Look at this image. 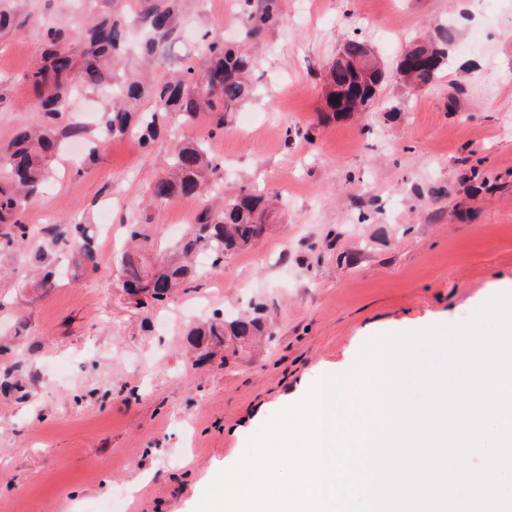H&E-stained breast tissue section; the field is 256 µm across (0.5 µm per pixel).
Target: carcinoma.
Masks as SVG:
<instances>
[{
    "label": "carcinoma",
    "mask_w": 512,
    "mask_h": 512,
    "mask_svg": "<svg viewBox=\"0 0 512 512\" xmlns=\"http://www.w3.org/2000/svg\"><path fill=\"white\" fill-rule=\"evenodd\" d=\"M239 14L250 39L277 24L280 0H239ZM137 22L147 32L143 49L153 57L157 47L180 28L173 0H143ZM44 53L39 64L24 74L26 84L39 100L36 125L18 129L5 146H0V243L10 248L24 243L29 235L25 209L29 198L38 193L49 175V157L60 143L81 133V129L62 124V104L72 91L81 87L89 91L112 90V104L104 113L102 139L125 137L131 133L147 143L154 136L162 114H177L188 124L202 114L209 116L212 134L221 135L234 114L253 93L249 79L254 59L247 51L234 49L216 34L207 37L200 63L169 67L166 78L145 82L136 77L115 73L127 51L129 30L126 19L114 14L92 26L85 34L75 32L78 49H63L62 30L46 26L41 30ZM451 34L441 30L426 44L411 45L406 53L431 57L426 71L417 75L421 85L432 82L448 64ZM342 55L357 61L366 54L364 42L350 39L340 49ZM338 96L361 97L358 107L370 109L383 80L366 69L360 73L350 66L331 72ZM151 106L142 107L144 99ZM223 165L208 145L200 140L175 142L168 169L151 180L146 194L157 204L175 196L204 197L218 186ZM267 200L247 185L224 198L218 215L204 210L197 218L183 245L186 257L208 251L211 266L218 270L224 257L242 251L261 237ZM67 234L81 242L73 259L77 267L97 270L96 231L90 224H72ZM125 283L143 286L136 306L155 308L164 304L173 287L193 282L188 265L163 263L148 271L143 265L123 257ZM265 332L262 318L245 316L231 322L213 316L191 332L209 342L231 349L236 355L254 336Z\"/></svg>",
    "instance_id": "carcinoma-1"
}]
</instances>
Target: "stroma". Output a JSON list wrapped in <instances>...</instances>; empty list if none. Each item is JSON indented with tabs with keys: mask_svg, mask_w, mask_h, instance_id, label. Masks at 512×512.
<instances>
[{
	"mask_svg": "<svg viewBox=\"0 0 512 512\" xmlns=\"http://www.w3.org/2000/svg\"><path fill=\"white\" fill-rule=\"evenodd\" d=\"M281 0L255 45L252 100L221 136L208 116L171 115L149 146L99 144L105 94L82 91L64 122L83 147L53 158L28 205L26 246L0 249V512H193L248 438L325 373L380 365L383 337L463 322L512 287V0ZM183 28L240 38L233 0H176ZM0 34V145L38 121L23 81L51 24L84 23L77 0H9ZM449 29V62L414 94L385 81L374 106L322 119L321 74L351 38L393 68L406 43ZM311 137H303V130ZM210 139L224 193L278 194L262 239L198 269L160 310L121 288L126 225L147 224L148 259L181 262L189 204L148 206L175 136ZM479 180H472V173ZM112 225L98 269H74L72 224ZM49 251L54 285L33 293L30 256ZM263 306L273 339L232 360L198 361L189 334L214 312Z\"/></svg>",
	"mask_w": 512,
	"mask_h": 512,
	"instance_id": "obj_1",
	"label": "stroma"
}]
</instances>
